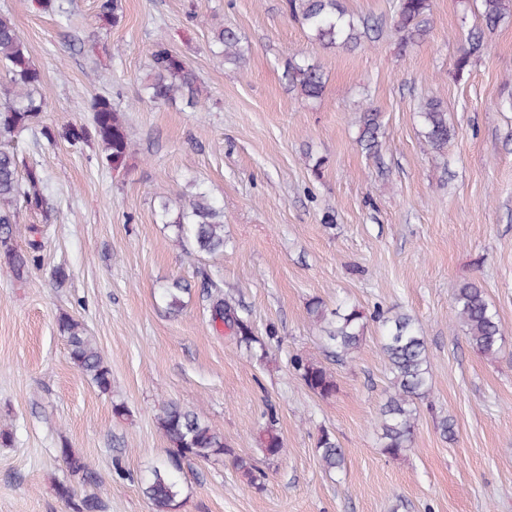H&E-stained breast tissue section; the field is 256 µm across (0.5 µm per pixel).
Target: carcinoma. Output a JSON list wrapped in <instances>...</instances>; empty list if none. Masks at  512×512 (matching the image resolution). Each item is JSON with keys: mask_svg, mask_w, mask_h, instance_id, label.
Listing matches in <instances>:
<instances>
[{"mask_svg": "<svg viewBox=\"0 0 512 512\" xmlns=\"http://www.w3.org/2000/svg\"><path fill=\"white\" fill-rule=\"evenodd\" d=\"M287 5L291 15L307 28L311 39L324 49L356 47L371 39L374 31L369 19L354 17L341 7L339 0H287ZM96 8L99 17L114 24L122 16L121 0H97ZM430 11L431 0H397L393 30L401 47L424 39ZM480 15L486 27L494 28L512 15V0H480ZM213 44L226 64L239 67L247 59L249 48L231 27L216 29ZM482 46V32L471 31L467 45L455 60L457 74L462 76L470 71ZM0 64L8 73V85H0V142L5 144L0 148V263L16 281L23 282L31 268L39 265L44 243L41 227L32 225L28 228L31 234L28 249L17 248L16 205L21 201L30 210L48 211V182L42 170L22 164L11 143L25 133L49 142L62 138L72 145L94 140L103 146L105 162L118 168L126 165L131 142L123 113L106 96H96L88 102L87 111L92 113V123L88 126L73 125L58 131L45 124L42 119L45 97L34 95L41 74L33 65L13 20L2 13ZM288 83L292 91L306 99L319 98L325 86L321 69L306 62L290 66ZM144 91L155 103L169 104L181 98L191 107L200 104L201 89L196 74L162 43L156 44L149 54ZM419 116L427 145L436 152L444 151L454 138L455 129L448 123V112L441 102L424 101ZM381 128L380 113L365 109L360 116L359 144L373 157L380 156ZM159 208L163 221L169 224L175 241L186 253L198 256L224 252V206L207 190L197 188L174 214L165 200L160 201ZM202 288L210 303L212 321L224 323L233 331L237 345L246 351L265 350V341L255 336L249 319L240 315L238 307L225 298L218 283L206 277ZM186 292L187 286L178 279L163 288L170 312L183 309L182 294ZM453 308L469 343L486 356L496 355L503 340L500 319L482 286L472 280L459 283L453 294ZM307 313L319 326L325 349L336 359L348 358L360 347L364 334L360 310L349 306L330 310L322 300L315 299L308 304ZM375 318L382 322L379 351L390 374L388 395L378 421L380 447L388 456L397 458L413 446L420 404L429 400L432 383L427 343L423 330L408 313L387 316L378 311ZM60 333L67 340L73 364L100 392H111V370L83 324L65 317L60 322ZM291 366L315 395L328 399L336 393V379L322 364L296 356L291 359ZM156 422L170 449L167 460L152 466L141 483L152 512H177L182 490L174 472L188 459L211 461L225 457L249 485L256 489L262 487L264 474L252 459L229 448L224 435L196 410L166 401L156 414ZM316 450L325 470L336 472L345 468L343 448L333 434L322 432ZM262 452L269 458L284 452L283 441L272 421L265 429ZM60 453L70 475L80 477L84 484L96 482L80 456L68 448L60 449ZM57 493L72 512H104V501L97 492L80 494L72 485L60 484Z\"/></svg>", "mask_w": 512, "mask_h": 512, "instance_id": "carcinoma-1", "label": "carcinoma"}]
</instances>
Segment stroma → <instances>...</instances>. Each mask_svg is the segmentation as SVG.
Segmentation results:
<instances>
[{
	"label": "stroma",
	"mask_w": 512,
	"mask_h": 512,
	"mask_svg": "<svg viewBox=\"0 0 512 512\" xmlns=\"http://www.w3.org/2000/svg\"><path fill=\"white\" fill-rule=\"evenodd\" d=\"M341 2L375 22L374 41L321 48L286 0H122L112 26L95 0H71L64 19L35 0H0L41 74L45 123H89L87 102L104 95L124 111L134 149L115 170L96 143L21 138L26 164L48 180L51 210L17 207L19 248L29 225L46 229L40 266L21 283L0 268V428L12 433L0 444V512H70L57 486L79 480L64 447L96 473L106 512H151L141 481L168 454L156 424L168 400L201 411L266 473L257 490L224 461H187L179 512H512V17L484 31L482 57L459 76L480 0H431L428 35L403 49L390 27L396 0ZM219 26L249 45L243 67L214 55ZM159 42L197 73L200 107L145 99ZM302 61L324 74L318 99L288 86L289 65ZM430 98L456 129L440 154L418 117ZM368 107L382 120L376 159L357 143ZM195 183L224 206L223 254L186 256L161 219L160 201L180 206ZM206 276L269 338L266 357L212 323ZM177 278L190 293L172 314L162 290ZM465 279L499 313L496 357L474 350L454 317ZM315 298L367 315L352 357L327 356L307 315ZM377 309L414 316L432 368L435 410L422 412L397 459L376 428L389 386ZM65 316L95 340L111 393L72 364L58 330ZM296 354L333 372L334 396L293 374ZM441 415L454 420V439L440 434ZM271 418L286 451L269 459L261 437ZM324 429L345 451L344 471L320 462Z\"/></svg>",
	"instance_id": "35a3bbf8"
}]
</instances>
